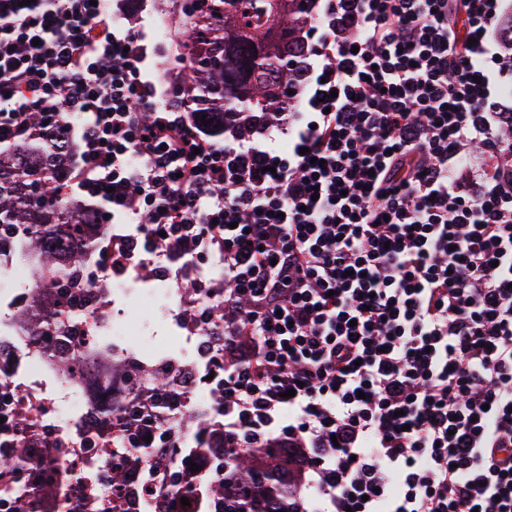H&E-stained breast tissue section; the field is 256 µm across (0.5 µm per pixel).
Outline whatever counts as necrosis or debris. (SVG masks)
<instances>
[{
	"instance_id": "obj_1",
	"label": "necrosis or debris",
	"mask_w": 512,
	"mask_h": 512,
	"mask_svg": "<svg viewBox=\"0 0 512 512\" xmlns=\"http://www.w3.org/2000/svg\"><path fill=\"white\" fill-rule=\"evenodd\" d=\"M126 232V225L118 224L107 234L92 235L87 276L104 287L93 300L73 304L66 314L68 334L48 341L27 331V314L41 290L31 287L16 246L0 247V390L8 394L0 401V450L35 446L45 433L57 442L19 463V476L10 480L12 493L22 496L30 512H110L118 502L110 482L112 414L126 403L130 386L119 371L98 373L100 351H111L116 363L131 357L179 363L178 396L195 405L205 422L200 436L174 411L160 414L159 425L174 445L146 447L144 464L129 487L134 512H167L174 496L172 467L186 456L211 455L222 444V418L211 401L220 381L210 373L224 347L213 338V324L198 320L162 341L134 350L127 345L128 325L116 306L134 294L149 300L154 294L128 287L137 270L115 247ZM20 408L35 423L24 437L9 422Z\"/></svg>"
}]
</instances>
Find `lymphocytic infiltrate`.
Here are the masks:
<instances>
[{"label": "lymphocytic infiltrate", "mask_w": 512, "mask_h": 512, "mask_svg": "<svg viewBox=\"0 0 512 512\" xmlns=\"http://www.w3.org/2000/svg\"><path fill=\"white\" fill-rule=\"evenodd\" d=\"M512 0H312L282 112L224 136L144 20L0 0V144L80 128L73 180L224 289L229 453L299 443L319 512H512Z\"/></svg>", "instance_id": "f902f5d3"}]
</instances>
